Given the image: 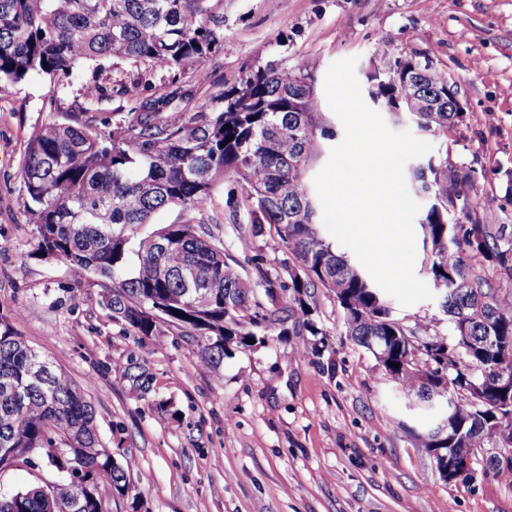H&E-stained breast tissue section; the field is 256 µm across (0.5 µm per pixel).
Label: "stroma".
Returning <instances> with one entry per match:
<instances>
[{"instance_id": "stroma-1", "label": "stroma", "mask_w": 512, "mask_h": 512, "mask_svg": "<svg viewBox=\"0 0 512 512\" xmlns=\"http://www.w3.org/2000/svg\"><path fill=\"white\" fill-rule=\"evenodd\" d=\"M224 47L181 80L196 101L270 62L315 65L324 84L336 61L368 60L385 40L447 68L467 118L447 142L454 162L485 170L469 201L491 224H512L504 169H512V0H219ZM137 68L112 70L106 109L166 91L167 74L138 85ZM93 69L54 86L33 75L0 88V322L9 324L81 385L96 408L103 445L127 467L126 497L111 512H512V481L476 449L472 480L444 481L418 436L437 421L410 411L375 358L344 334L342 311L319 293L314 314L328 332L320 353L299 355L312 336L271 340L203 370L178 330L139 336L101 305L104 283L75 281L61 261L34 256L18 176L33 129L80 112ZM494 122H487V113ZM218 189L204 220L224 251L259 281L285 273L284 249H261L238 230ZM28 260H20V253Z\"/></svg>"}]
</instances>
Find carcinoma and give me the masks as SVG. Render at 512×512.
Instances as JSON below:
<instances>
[{"label": "carcinoma", "instance_id": "cac0c4a2", "mask_svg": "<svg viewBox=\"0 0 512 512\" xmlns=\"http://www.w3.org/2000/svg\"><path fill=\"white\" fill-rule=\"evenodd\" d=\"M211 2L0 0V83L34 74L61 82L82 64L107 61L170 75L165 94L125 112L92 121L49 117L33 130L18 174L34 254L65 263L79 281L110 283L105 303L113 319L139 336L179 330L214 370L272 336H327L313 319L323 290L342 310L345 335L374 356L411 404L445 409L447 427L419 436L435 463L451 453L465 467L475 449L501 446L512 432V385L499 381L500 373L512 374V225L472 218L467 198L478 170L450 169L444 153L414 173L420 190L434 195L420 224L450 331L430 337L423 325L397 319L362 268L316 231L309 176L336 131L309 92L314 67L304 59L268 63L198 103L179 82L188 70L202 73L223 49V20ZM373 57L397 67L373 87L383 106L424 98L429 110L415 119L434 137L465 124L467 113L454 111L447 69L417 73L391 41L379 43ZM83 96L87 111L111 98L99 80ZM175 101L185 106L170 110ZM226 181L232 215L244 209L251 236L292 257L288 284L267 275L259 282L269 306L225 257L224 241L195 221ZM167 208L185 219L134 240L133 229ZM468 257L493 265L495 277L477 273ZM34 454L58 479L0 497V512H105L100 487L117 498L128 492L124 468L101 444L92 400L0 323V472L32 463Z\"/></svg>", "mask_w": 512, "mask_h": 512}]
</instances>
